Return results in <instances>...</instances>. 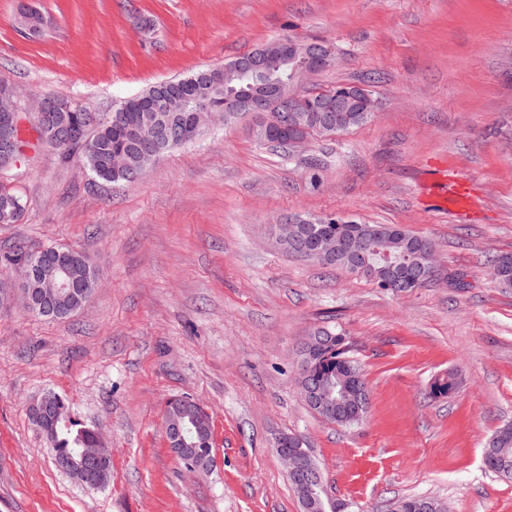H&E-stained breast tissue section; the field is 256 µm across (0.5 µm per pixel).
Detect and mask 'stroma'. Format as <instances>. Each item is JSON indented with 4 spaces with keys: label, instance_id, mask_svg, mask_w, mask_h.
<instances>
[{
    "label": "stroma",
    "instance_id": "1",
    "mask_svg": "<svg viewBox=\"0 0 512 512\" xmlns=\"http://www.w3.org/2000/svg\"><path fill=\"white\" fill-rule=\"evenodd\" d=\"M288 37L336 55L300 92L362 85L376 116L287 149L259 141L252 116L219 121L135 182L34 144L31 97L109 112ZM1 85L19 93L29 145L0 168V190L23 203L0 224V253L74 249L99 287L63 319L0 307V512H302L274 448L283 434L356 512L415 495L512 512V479L483 464L512 424V288L490 275L512 253V0H0ZM440 170L471 183L467 216L428 186ZM329 214L430 240L433 280L391 292L278 243L277 224ZM320 326L344 333L368 381L358 426L326 421L297 387L296 348ZM444 376L452 391L433 396ZM47 392L111 449L103 487L56 467L28 414ZM184 396L210 418L208 474L165 437Z\"/></svg>",
    "mask_w": 512,
    "mask_h": 512
}]
</instances>
